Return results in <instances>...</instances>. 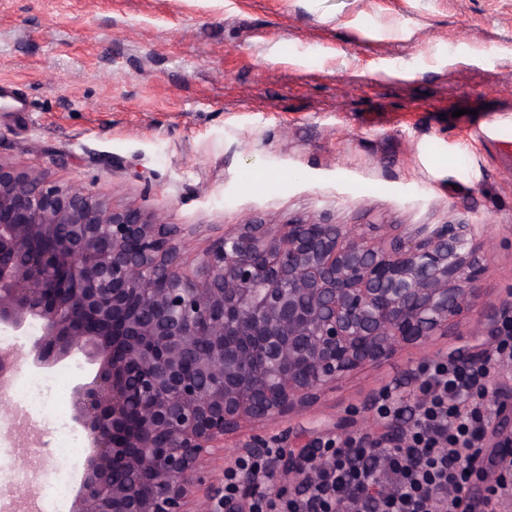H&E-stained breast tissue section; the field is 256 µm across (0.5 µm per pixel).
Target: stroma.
Segmentation results:
<instances>
[{"label": "stroma", "mask_w": 512, "mask_h": 512, "mask_svg": "<svg viewBox=\"0 0 512 512\" xmlns=\"http://www.w3.org/2000/svg\"><path fill=\"white\" fill-rule=\"evenodd\" d=\"M512 0H0V161L90 183L116 205L161 211L197 253L284 216L403 231L475 227L491 241L479 307L512 293ZM493 339L464 321L423 348L343 379L306 414L264 428L353 430L348 409L384 386L415 393L423 360ZM58 417L91 380L59 364ZM26 489L71 512L87 438L47 466L36 434Z\"/></svg>", "instance_id": "35a3bbf8"}]
</instances>
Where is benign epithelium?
<instances>
[{
	"label": "benign epithelium",
	"mask_w": 512,
	"mask_h": 512,
	"mask_svg": "<svg viewBox=\"0 0 512 512\" xmlns=\"http://www.w3.org/2000/svg\"><path fill=\"white\" fill-rule=\"evenodd\" d=\"M37 237L49 246L32 250ZM187 250L160 211L0 162V330L36 323L26 360L41 373L78 355L97 365L75 387L89 453L72 512H220L196 489L226 438L305 411L349 373L471 315L483 336L512 327V300L478 309L490 248L471 224L394 235L284 217ZM17 363L1 351L0 378ZM494 419V447L511 448L512 407ZM363 424L392 448L405 437ZM267 448L256 433L236 451ZM325 466L302 434L270 461L291 487Z\"/></svg>",
	"instance_id": "benign-epithelium-1"
}]
</instances>
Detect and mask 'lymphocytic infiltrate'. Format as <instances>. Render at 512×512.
<instances>
[{
	"label": "lymphocytic infiltrate",
	"instance_id": "1",
	"mask_svg": "<svg viewBox=\"0 0 512 512\" xmlns=\"http://www.w3.org/2000/svg\"><path fill=\"white\" fill-rule=\"evenodd\" d=\"M503 357L512 359V335L474 368L424 362L412 432L399 447L382 453L361 442L325 441L328 465L303 491L286 499L264 491L252 512H470V463L483 452L482 387L492 361Z\"/></svg>",
	"mask_w": 512,
	"mask_h": 512
}]
</instances>
